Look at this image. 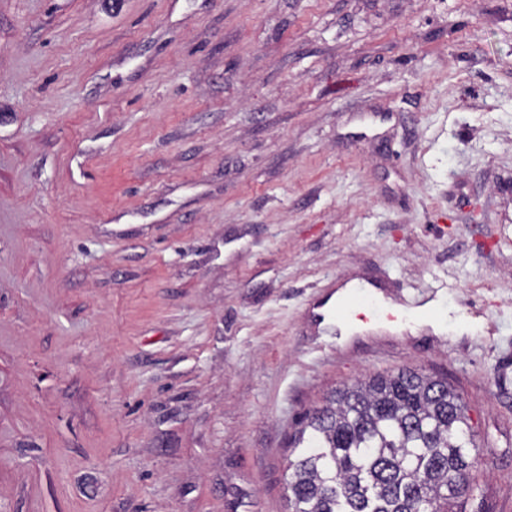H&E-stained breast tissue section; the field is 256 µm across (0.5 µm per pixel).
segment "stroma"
<instances>
[{"instance_id": "1", "label": "stroma", "mask_w": 512, "mask_h": 512, "mask_svg": "<svg viewBox=\"0 0 512 512\" xmlns=\"http://www.w3.org/2000/svg\"><path fill=\"white\" fill-rule=\"evenodd\" d=\"M360 274L442 329L337 344ZM405 368L512 512V0H0V512H286L305 413ZM373 288H379L384 291V288L379 283L370 280H364V282L355 284L352 288H349L348 294L343 299L342 303L336 306V317L328 318L325 312L314 313L312 311V318L318 324L326 321L327 327L335 329L336 338H339L343 329L348 326V322L346 320V307L360 303L367 304L375 308L381 306L382 302L375 297Z\"/></svg>"}]
</instances>
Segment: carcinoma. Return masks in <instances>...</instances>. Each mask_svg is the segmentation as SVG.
I'll use <instances>...</instances> for the list:
<instances>
[{
	"instance_id": "obj_1",
	"label": "carcinoma",
	"mask_w": 512,
	"mask_h": 512,
	"mask_svg": "<svg viewBox=\"0 0 512 512\" xmlns=\"http://www.w3.org/2000/svg\"><path fill=\"white\" fill-rule=\"evenodd\" d=\"M288 461V512H466L482 493L467 407L445 378L379 373L309 411Z\"/></svg>"
}]
</instances>
